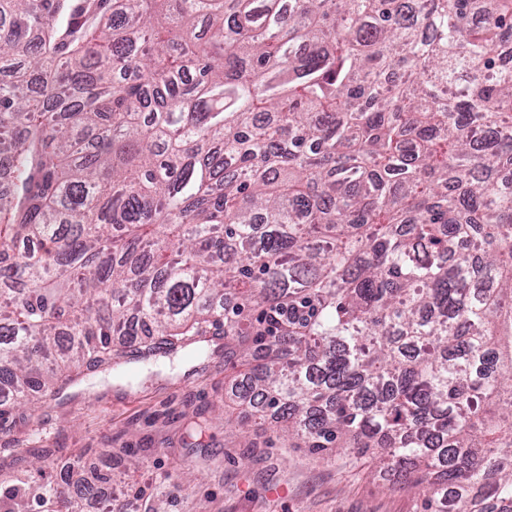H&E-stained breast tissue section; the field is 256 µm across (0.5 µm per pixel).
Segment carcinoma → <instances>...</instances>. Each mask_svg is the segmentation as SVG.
I'll use <instances>...</instances> for the list:
<instances>
[{
	"label": "carcinoma",
	"mask_w": 512,
	"mask_h": 512,
	"mask_svg": "<svg viewBox=\"0 0 512 512\" xmlns=\"http://www.w3.org/2000/svg\"><path fill=\"white\" fill-rule=\"evenodd\" d=\"M0 0V398L241 337L224 397L512 512V0ZM39 478L0 512H83Z\"/></svg>",
	"instance_id": "obj_1"
}]
</instances>
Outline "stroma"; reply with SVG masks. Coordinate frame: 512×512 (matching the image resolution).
<instances>
[{
  "mask_svg": "<svg viewBox=\"0 0 512 512\" xmlns=\"http://www.w3.org/2000/svg\"><path fill=\"white\" fill-rule=\"evenodd\" d=\"M125 374L96 372L37 404H15L0 429V477L40 460L53 471L74 460L107 465L129 448L137 465L116 469L107 494L119 512H143L144 498L167 494V512H420L417 488L394 485L350 450L327 458L288 448L271 427L241 438L224 423V339L204 361L183 353L147 362L125 339Z\"/></svg>",
  "mask_w": 512,
  "mask_h": 512,
  "instance_id": "stroma-1",
  "label": "stroma"
}]
</instances>
